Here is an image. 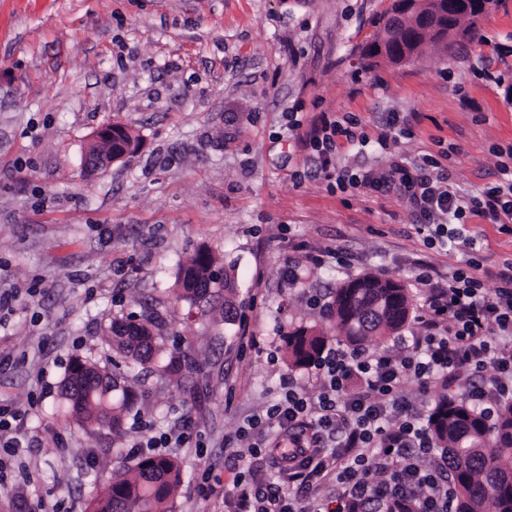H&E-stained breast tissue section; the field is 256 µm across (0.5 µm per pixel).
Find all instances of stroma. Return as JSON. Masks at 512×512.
I'll use <instances>...</instances> for the list:
<instances>
[{
    "mask_svg": "<svg viewBox=\"0 0 512 512\" xmlns=\"http://www.w3.org/2000/svg\"><path fill=\"white\" fill-rule=\"evenodd\" d=\"M393 0H0V404L24 412L29 445L0 459V512H87L114 471L135 463L142 430L182 433L165 454L183 481L174 512H232L210 487L233 478L236 433L276 404L298 327L336 341L333 293L372 274L402 282L416 262L439 273L456 252L424 247L406 201L339 189L308 161L289 118L357 120L351 168L439 160L475 196L512 168V0H498L451 49L394 65L364 49ZM411 137L380 145L390 113ZM116 123L138 151L89 175L91 134ZM490 272L512 234L473 216ZM209 249L235 282L231 304L177 300L179 270ZM345 248L301 284L289 263ZM152 307L167 353L141 369L113 349L116 318ZM252 332L257 343L243 339ZM196 363L163 373L168 353ZM117 369L120 429L78 425L62 390L74 359Z\"/></svg>",
    "mask_w": 512,
    "mask_h": 512,
    "instance_id": "obj_1",
    "label": "stroma"
}]
</instances>
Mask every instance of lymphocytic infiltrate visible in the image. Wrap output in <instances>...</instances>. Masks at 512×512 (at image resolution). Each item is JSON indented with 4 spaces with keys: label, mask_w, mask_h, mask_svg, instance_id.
Masks as SVG:
<instances>
[{
    "label": "lymphocytic infiltrate",
    "mask_w": 512,
    "mask_h": 512,
    "mask_svg": "<svg viewBox=\"0 0 512 512\" xmlns=\"http://www.w3.org/2000/svg\"><path fill=\"white\" fill-rule=\"evenodd\" d=\"M352 125L324 112L312 119L304 142L317 171L335 173L343 188L396 192L427 247L451 250L449 224L470 213L512 233V177L465 198L425 164L336 168L335 139L355 142ZM415 275L426 290L419 334L372 351L328 348L307 386L289 381L265 417L249 422L252 430H280L284 477L257 486L235 473L226 493L234 512H454L448 459L407 386L454 394L487 416L512 401V261L491 276V287L469 258L444 276L426 266Z\"/></svg>",
    "instance_id": "lymphocytic-infiltrate-1"
}]
</instances>
